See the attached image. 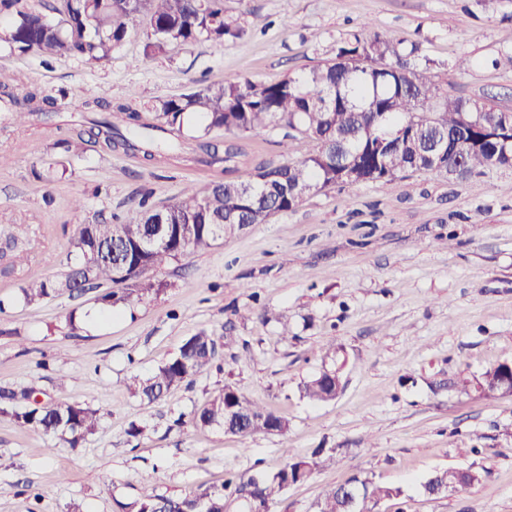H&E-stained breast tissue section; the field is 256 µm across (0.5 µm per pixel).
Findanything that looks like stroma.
<instances>
[{"mask_svg": "<svg viewBox=\"0 0 512 512\" xmlns=\"http://www.w3.org/2000/svg\"><path fill=\"white\" fill-rule=\"evenodd\" d=\"M224 11L241 39L148 58L142 16L92 67L0 47V84L55 99L60 111L23 131L0 112V248L12 236L28 255L21 266L0 259V299L63 272L78 225L117 224L141 198L166 204L185 187L225 178L219 165L148 162L91 142L63 152L58 140L80 131L74 107L97 91L150 117L161 101L213 81L304 75L334 61L337 44L367 23L416 43L449 94L512 110V70L491 64L512 44V0H224ZM461 58L469 68H457ZM281 139L257 130L236 143L250 168L311 149ZM152 276L163 292L113 308L94 290L0 313V385L98 412L76 448L0 416V512H118L146 479L185 494L272 475L320 448L333 462L288 487L272 512H318L324 489L355 476L400 488L379 512H512V396L488 400L457 385L512 359V172L317 192ZM90 310L97 322L68 335L69 313ZM202 330L218 344L212 366L150 405L130 392V376H150ZM331 347L343 388L335 400L310 402L299 386ZM227 384L286 417L287 434L195 426L191 414ZM472 464L488 471L481 484L424 494L435 470Z\"/></svg>", "mask_w": 512, "mask_h": 512, "instance_id": "obj_1", "label": "stroma"}]
</instances>
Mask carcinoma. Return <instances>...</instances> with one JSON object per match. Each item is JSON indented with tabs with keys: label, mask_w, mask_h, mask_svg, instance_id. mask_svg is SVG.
<instances>
[{
	"label": "carcinoma",
	"mask_w": 512,
	"mask_h": 512,
	"mask_svg": "<svg viewBox=\"0 0 512 512\" xmlns=\"http://www.w3.org/2000/svg\"><path fill=\"white\" fill-rule=\"evenodd\" d=\"M21 0H0V42L21 53H38L49 58L81 56L94 65L107 58L112 49L129 35L134 19L144 15L148 30L144 43L147 57L163 54L177 43L200 39L229 41L242 37L238 22L224 14V0H55L50 18L34 7H19ZM418 47L407 49L367 27L350 33L336 45V60L301 77H287L265 84L243 80L214 81L190 94L164 100L159 106L160 124L145 123L141 115L124 106L112 112L101 91L81 105L83 124L110 150L137 151L152 161L186 150L204 155L202 161L224 165L222 181L206 190L193 187L164 207L163 215L143 199L128 211L122 222L124 241L113 244L115 225H79L70 254L72 274L61 278L32 279L20 288L27 305L68 293H81L110 283L113 289L100 300L112 307L131 297L143 299L159 294L162 282L142 278L148 268H158L180 256L207 249L213 242L235 235L244 221L253 224L272 202L288 212L301 202L309 188L320 192L339 186L335 157L358 170L364 183H389L410 171L435 174L456 161L449 153L434 161L424 151L393 145L385 137L388 127L409 125L414 119L437 115L439 127L425 126L421 138L437 131L459 143L468 167L464 179L485 174L489 169L512 170V125L502 110L476 100L453 97L442 91L429 65L417 64ZM363 61L352 69L348 62ZM47 99L30 92L20 98L8 87L0 88V108L9 112L13 126L36 124L47 109ZM193 113L201 122L192 143L167 137L170 128L184 123ZM256 130L283 131L282 146L301 138L313 144L307 155L283 163H263L244 168L242 149L224 141L219 148L211 133L243 136ZM168 227L167 242L151 250L141 249L153 223ZM214 337L201 331L190 337L179 352L160 365L147 379L133 376L128 388L148 404L208 366L216 357ZM503 361L473 379L457 382L461 389H473L485 399L500 397V384L508 377ZM329 366L300 385L302 397L313 403L336 399L337 390ZM36 389L0 388V416L42 431L76 447L97 425V411L87 405L43 404L33 401ZM197 426L230 424L231 433L241 437L288 432V420L252 404L226 385L192 416ZM332 460L316 451L311 458H293L272 478L252 480L235 486L228 479L221 487L199 489L184 495L159 493L150 480L133 500L118 504L120 512H193L197 503L206 512H224V490L232 487L237 497L265 504V512L291 485L309 479L314 471ZM488 471L474 465L448 468L432 473L448 493L475 486ZM358 485L363 493L353 495ZM397 488L377 485L356 477L326 490L318 512H375L378 503L397 497Z\"/></svg>",
	"instance_id": "cac0c4a2"
}]
</instances>
